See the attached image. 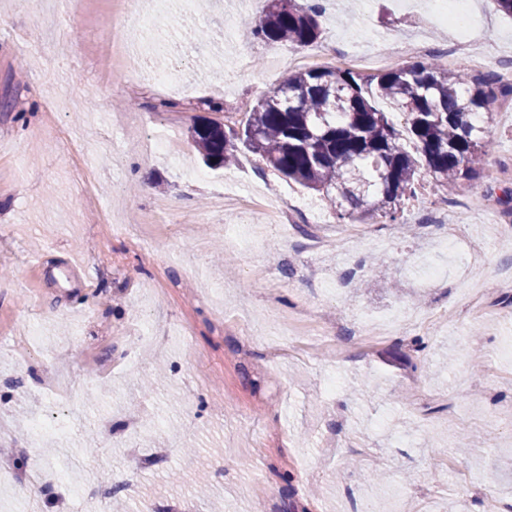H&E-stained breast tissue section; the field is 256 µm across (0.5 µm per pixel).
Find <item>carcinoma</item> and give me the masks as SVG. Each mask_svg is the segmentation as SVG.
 Returning a JSON list of instances; mask_svg holds the SVG:
<instances>
[{
  "mask_svg": "<svg viewBox=\"0 0 512 512\" xmlns=\"http://www.w3.org/2000/svg\"><path fill=\"white\" fill-rule=\"evenodd\" d=\"M316 0H274L250 22L255 39L306 47L321 34ZM386 100L404 120L399 130L379 107ZM497 100L495 80L467 77L418 60L371 78L350 69L295 71L253 106L240 127L210 120L191 128L194 147L212 168L229 165L243 147L278 174L322 196L337 218L397 220L424 168L448 192L482 174L483 118ZM419 158L402 149L401 137Z\"/></svg>",
  "mask_w": 512,
  "mask_h": 512,
  "instance_id": "cac0c4a2",
  "label": "carcinoma"
}]
</instances>
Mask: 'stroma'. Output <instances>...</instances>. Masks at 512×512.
<instances>
[{"instance_id": "stroma-1", "label": "stroma", "mask_w": 512, "mask_h": 512, "mask_svg": "<svg viewBox=\"0 0 512 512\" xmlns=\"http://www.w3.org/2000/svg\"><path fill=\"white\" fill-rule=\"evenodd\" d=\"M263 10L174 0L148 60L184 92L164 108L159 91L103 81L117 63L99 49L113 34L110 0L48 13L0 0V372L12 377L0 381L12 421L0 449L18 473L61 475L36 498L0 485V512H100L91 491L104 481L127 512H392L393 486L401 512H481L485 489L512 503V232H493L512 222V94L494 106L472 187L443 202L423 174L396 222L337 219L251 153L210 169L191 142L194 123L251 107L292 72L290 47L255 41L243 23ZM465 14L467 53L450 72L512 84V17L496 0H465ZM320 23L300 55L382 54L401 41V66L454 34L404 0H324ZM196 28L213 43L191 39ZM78 163L92 167L94 194L77 186ZM233 181L310 203L326 221L296 211L275 227L255 209L214 208ZM449 236L457 261L447 279L426 280L417 258L443 259ZM301 307L309 332L345 357L314 348L268 363L270 344L295 342L269 313ZM362 316L386 326L374 347L355 332ZM139 317L171 337L167 352L138 346ZM34 323L41 339L18 361ZM60 352L63 399L40 383ZM159 365L164 376L142 392ZM37 414L59 431L32 448Z\"/></svg>"}]
</instances>
